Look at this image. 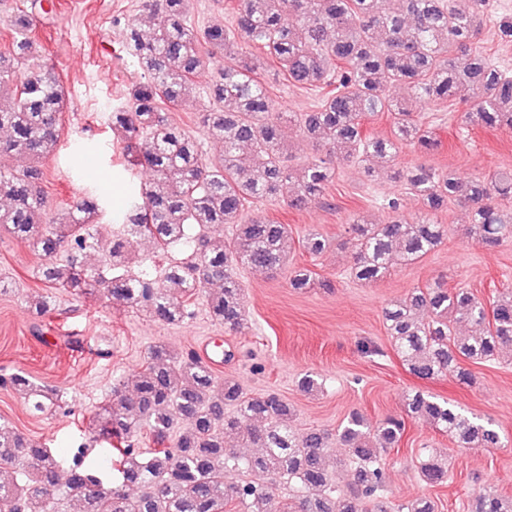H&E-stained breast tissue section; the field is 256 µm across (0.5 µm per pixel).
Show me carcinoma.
Wrapping results in <instances>:
<instances>
[{"mask_svg":"<svg viewBox=\"0 0 512 512\" xmlns=\"http://www.w3.org/2000/svg\"><path fill=\"white\" fill-rule=\"evenodd\" d=\"M489 0H237L224 23L196 25L190 0H141L152 32L127 19L129 48L145 81L112 110L109 128L129 167H147L151 178L132 188L112 219L121 231L98 230L105 201L90 191L51 210L41 187L43 163L61 141L65 92L59 81L30 68L38 55L28 8L10 19L11 48L0 52V231L40 258L45 287L83 288L92 283L108 300L141 309L155 321L187 317L201 296L211 321L231 331L244 327V267L286 271L295 289L308 288L313 272L288 264L299 248L316 261L333 242L310 228L293 239L288 225L253 214L254 201L286 196L301 209L326 196L336 165L376 160L397 167L408 193L422 204L416 222L398 216L373 224L361 216L338 243L348 274L360 284L383 279L395 263L411 265L436 250L448 228L434 216L456 202L469 209L464 235L485 247L512 240V210L495 203L512 196V173L455 178L425 163L401 165L405 150L428 154L440 141L412 104L466 98L459 129L512 130V70L475 46L484 21L512 42V16L488 19ZM263 50V55L254 49ZM224 59L219 80L199 90L196 77L210 60ZM272 61L284 79L329 91L307 112H281L258 72ZM202 93L203 132L224 141V153L204 156L199 137L173 125L170 108ZM391 119L388 137L367 132L379 116ZM313 144L311 157L286 163L292 134ZM235 230L224 239V225ZM186 254L160 275L130 274L140 259L129 239ZM101 255V265L87 258ZM391 344L404 367L420 380L450 377L466 382L462 366L512 352V289L485 299L471 289L438 280L416 287L382 310ZM467 321L471 334L454 332ZM27 399L34 414L60 407L58 394L23 371L0 375ZM405 417L375 424L352 413L332 433H299L286 401L274 392L248 394L220 381L193 351L178 355L150 347L132 394L112 383V400L99 415L92 441L73 444L65 459L53 449L0 423V512H60L75 502L80 512H437L429 497L389 505L382 500V455L400 447L405 419L422 420L458 448H496L499 431L443 398L420 390L404 396ZM154 448L141 451L139 438ZM348 459L329 469L333 445ZM263 481L229 482L228 472ZM295 482L297 495L280 500L278 483ZM423 482L448 481V464L432 455ZM472 512H512V495L489 490Z\"/></svg>","mask_w":512,"mask_h":512,"instance_id":"carcinoma-1","label":"carcinoma"}]
</instances>
